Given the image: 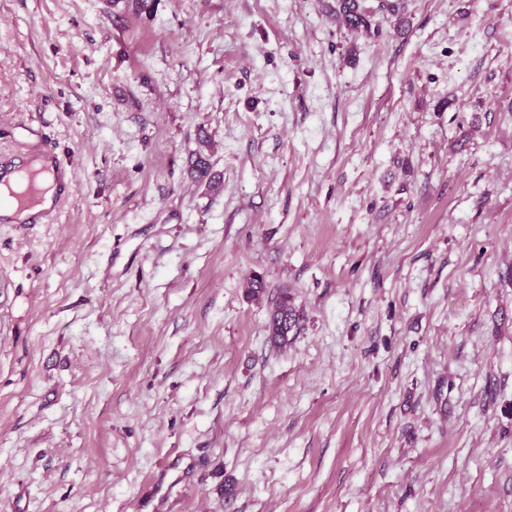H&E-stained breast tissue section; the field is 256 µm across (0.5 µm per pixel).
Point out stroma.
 Here are the masks:
<instances>
[{"label": "stroma", "instance_id": "stroma-1", "mask_svg": "<svg viewBox=\"0 0 512 512\" xmlns=\"http://www.w3.org/2000/svg\"><path fill=\"white\" fill-rule=\"evenodd\" d=\"M397 3L0 0L74 177L0 223V512H512V0ZM362 0H340L336 9V16L345 27L359 31H368L371 28L372 12L363 4ZM299 315L292 303V297L288 290L279 293L272 301L267 323L269 341L279 347L288 345L290 334L297 328Z\"/></svg>", "mask_w": 512, "mask_h": 512}]
</instances>
